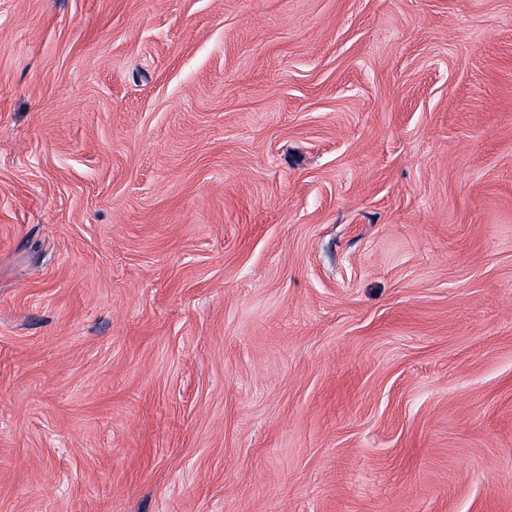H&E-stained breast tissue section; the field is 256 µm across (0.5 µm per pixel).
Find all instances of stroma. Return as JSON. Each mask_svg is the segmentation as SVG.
<instances>
[{
  "instance_id": "stroma-1",
  "label": "stroma",
  "mask_w": 512,
  "mask_h": 512,
  "mask_svg": "<svg viewBox=\"0 0 512 512\" xmlns=\"http://www.w3.org/2000/svg\"><path fill=\"white\" fill-rule=\"evenodd\" d=\"M0 512H512V0H0Z\"/></svg>"
}]
</instances>
